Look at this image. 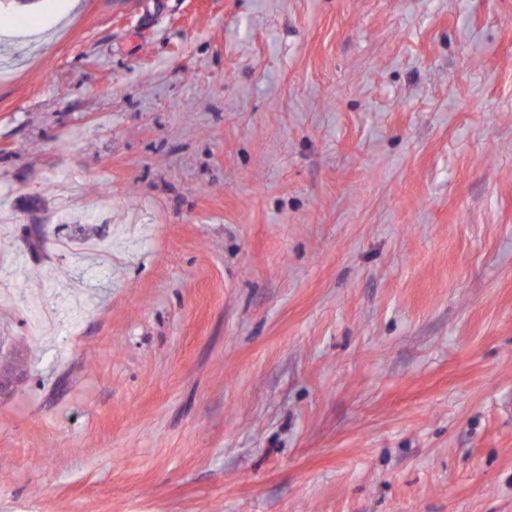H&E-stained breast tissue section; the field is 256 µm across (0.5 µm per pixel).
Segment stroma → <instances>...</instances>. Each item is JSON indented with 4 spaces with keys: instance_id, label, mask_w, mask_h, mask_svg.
<instances>
[{
    "instance_id": "stroma-1",
    "label": "stroma",
    "mask_w": 512,
    "mask_h": 512,
    "mask_svg": "<svg viewBox=\"0 0 512 512\" xmlns=\"http://www.w3.org/2000/svg\"><path fill=\"white\" fill-rule=\"evenodd\" d=\"M0 9V512H512V0Z\"/></svg>"
}]
</instances>
